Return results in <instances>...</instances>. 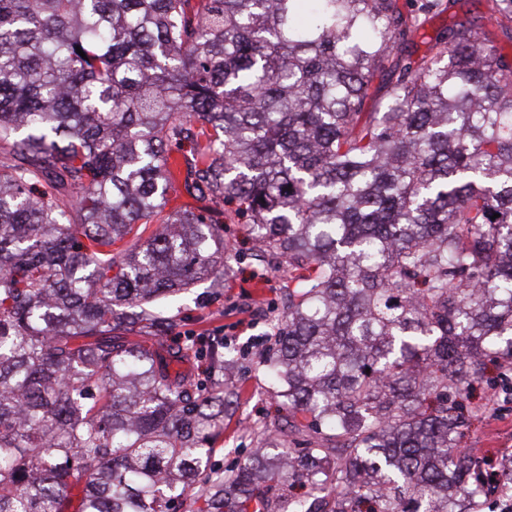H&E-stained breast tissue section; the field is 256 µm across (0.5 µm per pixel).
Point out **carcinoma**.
Listing matches in <instances>:
<instances>
[{
	"mask_svg": "<svg viewBox=\"0 0 512 512\" xmlns=\"http://www.w3.org/2000/svg\"><path fill=\"white\" fill-rule=\"evenodd\" d=\"M455 2L0 0V512L512 499L461 447L474 385L512 395V55L466 21L413 58ZM185 142L186 192L295 283L279 409L223 472L237 350L165 342V301L231 270L222 215L166 210Z\"/></svg>",
	"mask_w": 512,
	"mask_h": 512,
	"instance_id": "1",
	"label": "carcinoma"
}]
</instances>
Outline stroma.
I'll use <instances>...</instances> for the list:
<instances>
[{
  "label": "stroma",
  "instance_id": "stroma-1",
  "mask_svg": "<svg viewBox=\"0 0 512 512\" xmlns=\"http://www.w3.org/2000/svg\"><path fill=\"white\" fill-rule=\"evenodd\" d=\"M467 17L477 19L481 31L498 46L512 51V31L501 26L491 10V0H457L447 13L429 17L425 22V36L417 41L418 54L428 51L439 31ZM232 270L220 298L196 302V295L207 289L201 283L169 309L171 315L182 321L181 327L170 334L173 343H181L184 331L189 330L197 335L223 336L236 348L249 351L234 376L240 388L238 403L225 418L224 434L217 440L211 457L212 465L219 469L232 467L253 450L255 443L248 434L249 428L275 410L260 364L261 351L255 348L254 342L269 332L266 315L281 313L288 306L286 269H266L261 262L251 260L233 263ZM496 406V418H485L473 427L467 440L472 453H479L483 448L512 453V399L500 398Z\"/></svg>",
  "mask_w": 512,
  "mask_h": 512
}]
</instances>
